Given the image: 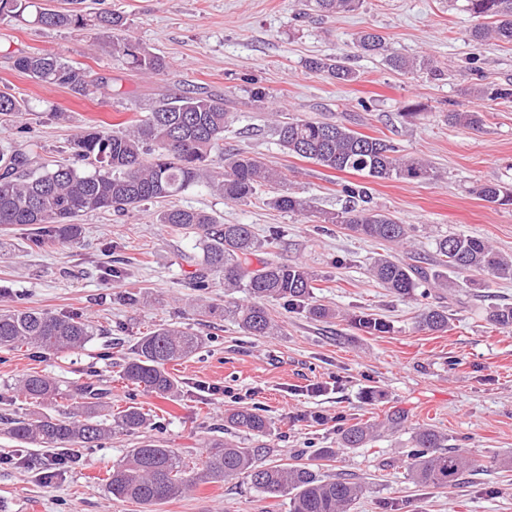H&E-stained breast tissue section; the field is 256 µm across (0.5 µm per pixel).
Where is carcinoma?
I'll use <instances>...</instances> for the list:
<instances>
[{
	"label": "carcinoma",
	"mask_w": 512,
	"mask_h": 512,
	"mask_svg": "<svg viewBox=\"0 0 512 512\" xmlns=\"http://www.w3.org/2000/svg\"><path fill=\"white\" fill-rule=\"evenodd\" d=\"M71 7L49 10L33 0H0V21L31 20L52 28L96 29L109 34L112 58L148 74L168 69L167 61L129 37L120 35L127 18L112 9L85 13L79 0ZM362 0H314L311 7L327 14L357 10ZM462 10L476 23L471 40L481 45L490 38L512 43V0H463ZM356 52L381 58L390 68L407 73L427 67L429 61L409 60L391 51L385 38L364 31L353 43ZM349 55L312 57L305 67L327 78L347 84L358 75L348 64ZM13 67L38 83L68 88L75 97L87 98L107 86V81L89 71L73 67L59 54L27 53L14 58ZM25 102L0 90V115H17ZM230 121L224 96L206 90L167 97L147 114L118 130L92 127L72 138L73 161L37 164L32 152L0 150V225L20 224L39 232L33 243L45 240L75 241L82 233L78 217L99 210L125 212L141 203L179 196L200 186L233 203H243L267 192V203L281 212L312 215L320 224H343L356 235L379 243H402L409 227L369 206L365 185L345 187L351 198L364 206L341 211H317L311 200L285 188L286 178L260 157L224 149V128ZM448 122L477 130L478 112H450ZM278 145L288 154L310 160L324 168L354 172L373 180L426 182L438 178L426 160L397 155L384 138L354 131L343 123L298 117H282L274 125ZM482 200L512 205V190L496 181L472 188ZM159 224H171L197 237L201 255L194 272L195 287H212L210 278L224 280V290L241 289L244 303L224 307L248 336H273L277 325L266 302L282 300L319 319L329 309L314 301L317 276L307 267L269 261L251 267V256L261 247L249 224H223L205 212L168 208L156 215ZM435 270L380 254L370 265L371 277L397 298H428L434 290L459 287L457 278L474 285V273L512 280V255H505L485 240L472 235L447 234L435 242ZM488 319L500 329H512V306H494ZM448 310L428 307L422 324L432 331L448 329ZM94 336L89 321L49 311L9 310L0 312V349L30 344L59 353L85 347ZM205 343L204 336L175 325L157 328L138 338L134 354L125 361L122 376L128 384L168 399L178 391V381L167 365L194 356ZM16 392L33 410L11 420L10 432L21 443L40 441L61 447L91 446L112 433V423L130 434L148 424L147 413L132 402L111 420L103 414L96 389L87 386L76 397L73 410L61 416L41 412L43 406L61 397L60 388L48 376L28 374L16 383ZM227 427L262 436L271 431L270 419L258 408H239L224 415ZM375 423L357 422L341 432L345 448L364 446L377 432ZM444 437L430 427L420 428L406 452V467L412 480L436 488H452L474 468L475 460L458 448H444ZM256 448H245L232 440L209 444L201 468L184 477L188 464L173 448L155 440L143 441L112 466L107 490L115 498L156 505L177 496L197 483L245 478L258 491L288 497V512H349L363 494L360 482L347 474L322 478L314 461L329 459L332 451L319 448L293 463L257 464Z\"/></svg>",
	"instance_id": "1"
}]
</instances>
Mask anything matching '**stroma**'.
Masks as SVG:
<instances>
[{"instance_id":"obj_1","label":"stroma","mask_w":512,"mask_h":512,"mask_svg":"<svg viewBox=\"0 0 512 512\" xmlns=\"http://www.w3.org/2000/svg\"><path fill=\"white\" fill-rule=\"evenodd\" d=\"M88 9L117 8L147 50L166 59L167 71L146 74L118 62L90 29H56L26 22H0V89L9 88L30 109L0 119V146H27L41 161L72 156L75 132L102 123L124 127L159 99L204 88L224 95L232 119L224 146L261 156L280 168L290 189L312 198L318 209L348 205L346 184L367 183L372 206L390 213L412 233L400 247L381 245L313 218L279 212L262 200L231 203L204 188L173 198L175 206L207 212L227 224L251 225L263 246L257 257L303 264L318 276V303L337 317L319 321L282 301L269 302L280 333L245 335L224 319L201 320L192 286L195 240L156 223L159 202L125 214H84L79 239L36 247L28 227H0V309L78 314L99 328L81 350L53 354L28 345L0 350V512H143L106 490L113 464L137 443L158 439L196 465L208 444L225 438L226 410L235 401L224 388L259 404L272 422L265 436L243 432L244 447L262 449V463L290 462L302 449L332 448L319 466L323 476L352 475L365 493L352 512H512V332L486 319L488 305L512 304V281L465 288L461 301L433 298L448 309L444 332L419 328L418 301L399 299L372 280L368 268L386 252L429 262L439 237L465 234L487 240L512 255V206L485 202L470 193L474 182L494 180L512 187V99H493L492 89L512 85V44L469 39L473 24L459 0H363L359 10L323 17L305 0H86ZM384 35L410 58L429 57L435 72L402 74L378 57L352 55V41L365 29ZM57 53L79 68L107 79L105 89L86 99L62 87L39 84L14 70L12 54ZM351 54L356 82L339 84L306 69V59ZM267 97L255 101V88ZM419 113L405 115L406 105ZM293 117L341 121L372 137L390 140L401 156L423 158L439 180L364 181L352 172L323 168L285 153L273 133L274 111ZM478 111L479 130L448 125L446 113ZM282 233L270 240V226ZM125 275L109 276L113 259ZM146 294L148 304L129 303ZM207 301L227 304L214 280ZM381 318L388 331L370 334L354 319ZM200 332L205 346L192 358L169 364L179 394L166 400L134 388L121 364L140 336L161 324ZM40 372L74 392L86 384L107 391L113 411L136 401L150 424L128 435L113 430L102 447L78 448L63 473L47 479L41 461L46 445L21 443L8 432V419L28 405L13 384ZM395 419L393 428L360 448L340 445L343 427ZM432 427L451 448L477 460L450 489L413 481L405 455L415 432ZM155 512H287L285 498H269L246 479L201 483L156 507Z\"/></svg>"}]
</instances>
